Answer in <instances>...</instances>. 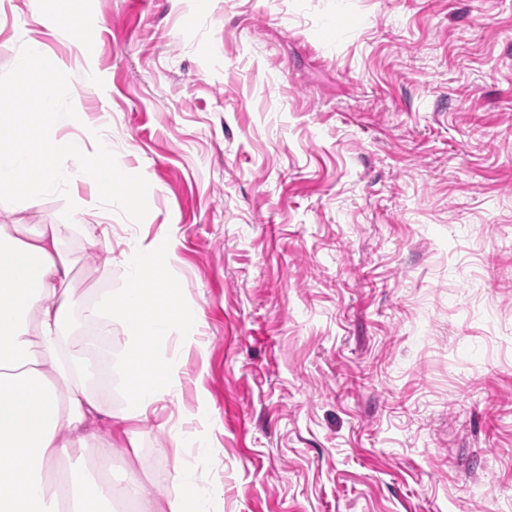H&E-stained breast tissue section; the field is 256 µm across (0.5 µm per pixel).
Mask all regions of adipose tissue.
Instances as JSON below:
<instances>
[{
  "instance_id": "1",
  "label": "adipose tissue",
  "mask_w": 512,
  "mask_h": 512,
  "mask_svg": "<svg viewBox=\"0 0 512 512\" xmlns=\"http://www.w3.org/2000/svg\"><path fill=\"white\" fill-rule=\"evenodd\" d=\"M61 231L58 224L0 229V512H125L128 500L136 512H215L214 494L198 482L197 466L210 454L201 433L171 432L172 447L194 441L198 463L166 498L133 469L113 486L80 465L59 472L77 450L108 458L117 441L134 439L137 424L179 386L169 347L196 346L201 318L161 283L159 257L173 251V240L135 241L124 256L125 288L102 292L86 310L88 319L104 320V337L112 335L113 314L126 326L128 403L121 414L107 412L88 387L93 368L83 346L66 337L73 266Z\"/></svg>"
}]
</instances>
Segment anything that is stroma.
Listing matches in <instances>:
<instances>
[{
	"mask_svg": "<svg viewBox=\"0 0 512 512\" xmlns=\"http://www.w3.org/2000/svg\"><path fill=\"white\" fill-rule=\"evenodd\" d=\"M81 25L0 10V73L30 30L70 77L57 136L150 185L139 224L69 185L72 333L132 236L174 237L203 348L165 414L205 431L219 512H512V0H84ZM168 440L141 423L113 482L174 493L196 453Z\"/></svg>",
	"mask_w": 512,
	"mask_h": 512,
	"instance_id": "35a3bbf8",
	"label": "stroma"
}]
</instances>
